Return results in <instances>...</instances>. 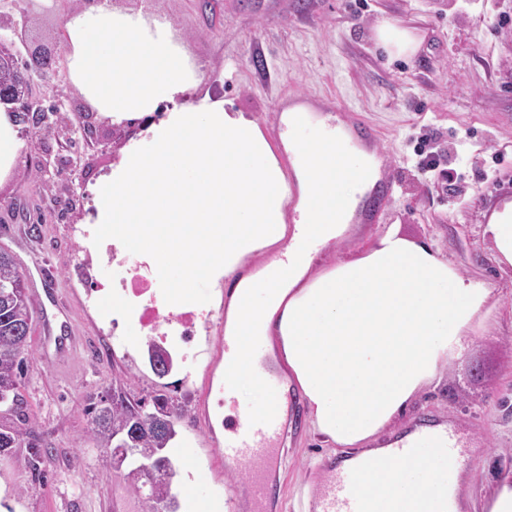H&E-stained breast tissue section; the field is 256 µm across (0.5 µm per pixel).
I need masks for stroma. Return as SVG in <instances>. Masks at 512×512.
Here are the masks:
<instances>
[{
	"mask_svg": "<svg viewBox=\"0 0 512 512\" xmlns=\"http://www.w3.org/2000/svg\"><path fill=\"white\" fill-rule=\"evenodd\" d=\"M91 0H0V33L11 36L18 62L32 50L49 52L53 73L34 75L43 109H60L67 123L19 126V150L11 176L0 183V251L10 253L30 294L42 290L40 268L56 278L58 304L78 340L67 360L34 357L24 395L41 437L51 444L47 481L35 480L26 449L0 457V512H147L145 503L112 471L105 449L86 434L89 396L121 378L145 395L166 389L188 396L190 410L177 435L184 454L199 463L202 483L180 474L176 494L193 489L221 495L227 512H245L246 489L228 474L204 413L210 380L224 362L219 327L194 350V365L175 363L156 377L146 344L124 347L138 335L110 301L97 309L86 294L112 281L106 250L112 239L88 225L96 269L82 282L69 276L76 248L69 239L94 197L99 175L122 150L137 144L142 120L121 123L92 112L67 77L63 21ZM114 7L162 17L187 46L199 68L198 94L230 102L259 124L280 162L288 153L273 135L272 102L280 90L335 94L359 117L379 127L390 155L393 192L376 224H357L325 247L323 260L353 255L376 235L433 242L462 274L495 288L496 306L478 320L468 358L444 372L442 385L423 391L398 423L404 435L418 419H452L469 441L455 501L458 512H489L500 473L512 469V269H501L486 231L490 217L512 201V0H112ZM418 30L412 55L393 56L377 42L382 20ZM91 122L90 135L78 132ZM438 154L451 175L447 190L432 187L416 165L418 147ZM42 226L34 236L31 224ZM288 423L284 466L274 477L284 487L282 512L318 505L323 486L336 475L337 458L308 430L307 411Z\"/></svg>",
	"mask_w": 512,
	"mask_h": 512,
	"instance_id": "stroma-1",
	"label": "stroma"
}]
</instances>
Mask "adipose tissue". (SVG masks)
<instances>
[{"mask_svg":"<svg viewBox=\"0 0 512 512\" xmlns=\"http://www.w3.org/2000/svg\"><path fill=\"white\" fill-rule=\"evenodd\" d=\"M72 86L101 116L150 117L98 192L95 223L128 249L154 256L172 277V303L191 302L199 280L224 282L237 365L224 380L253 392L262 356L286 369L311 432L337 450L383 460L374 440L419 393L465 358L493 295L459 274L432 244L387 230L356 256L313 271L321 248L349 228L377 172L364 151L288 115L285 176L257 122L225 101L186 97L198 69L167 22L109 0L64 21ZM298 191L294 224L285 221ZM285 245L259 271L255 255ZM458 462L429 449L396 472L381 512H447L441 488Z\"/></svg>","mask_w":512,"mask_h":512,"instance_id":"adipose-tissue-1","label":"adipose tissue"}]
</instances>
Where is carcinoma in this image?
<instances>
[{
	"label": "carcinoma",
	"mask_w": 512,
	"mask_h": 512,
	"mask_svg": "<svg viewBox=\"0 0 512 512\" xmlns=\"http://www.w3.org/2000/svg\"><path fill=\"white\" fill-rule=\"evenodd\" d=\"M45 67V62L34 56L20 67L14 54L0 47V96L19 104L17 117L23 123L28 111L38 108L30 74H40ZM36 315L37 305L27 292L23 274L10 255L0 252V454L14 448L27 449L31 470L39 477L45 459L52 457V449L39 439L28 413L23 386L33 351L29 342L20 339L24 328L34 329ZM148 355L154 374L166 376L169 369L159 367L165 359L162 349L150 343ZM112 392L115 399L109 404L101 403L97 396L89 397L85 407L88 440L111 456L120 448L127 449L118 471L124 473L130 490L136 495L146 494L155 505L170 502L178 508V502L172 500L177 469L165 449L177 437L185 409L165 393L137 398L118 378L112 380ZM157 459L164 460V474L149 481L142 467Z\"/></svg>",
	"instance_id": "obj_1"
}]
</instances>
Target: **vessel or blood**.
Returning a JSON list of instances; mask_svg holds the SVG:
<instances>
[{
  "instance_id": "obj_1",
  "label": "vessel or blood",
  "mask_w": 512,
  "mask_h": 512,
  "mask_svg": "<svg viewBox=\"0 0 512 512\" xmlns=\"http://www.w3.org/2000/svg\"><path fill=\"white\" fill-rule=\"evenodd\" d=\"M300 107L309 112L332 114L344 109L343 104L334 98H317L298 92L280 95L275 102V109L279 112ZM392 188L391 179L385 176L379 179L359 216L361 222H377ZM257 382V397L271 400V408L263 417L248 423L240 419H225L224 437L218 447L226 469L244 478L249 486V512H271L275 495L269 474L279 467L278 448L285 435L284 418L293 410L295 403L286 390L285 380L276 372L259 375ZM425 442L432 444L434 456L439 460L454 459L461 448L457 430L446 427L430 432L421 427L412 438L394 442L387 458L392 463L414 462L418 447ZM377 467V462L369 460L357 471L337 473L324 491L322 512H369L371 500L359 492L358 487L373 475Z\"/></svg>"
}]
</instances>
